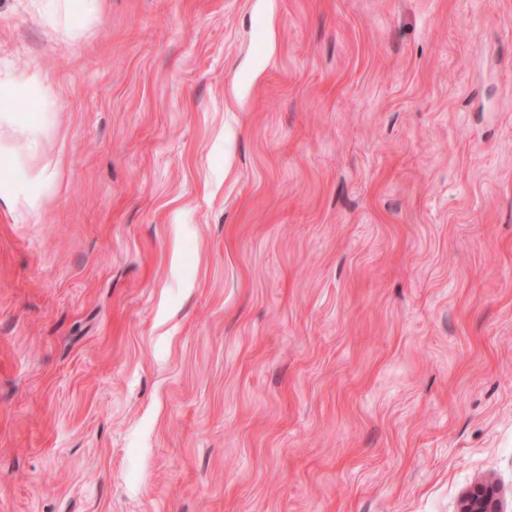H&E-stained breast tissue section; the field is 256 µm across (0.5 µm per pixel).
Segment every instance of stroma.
<instances>
[{
	"label": "stroma",
	"mask_w": 512,
	"mask_h": 512,
	"mask_svg": "<svg viewBox=\"0 0 512 512\" xmlns=\"http://www.w3.org/2000/svg\"><path fill=\"white\" fill-rule=\"evenodd\" d=\"M30 4L0 512H512V0ZM47 26L69 39L79 38L99 19V0H34ZM20 85L40 105L36 121L18 108ZM54 106L41 74L0 76V201L30 213L39 211L44 198L59 186V162L45 157L46 142L56 131ZM459 512H501L496 487L488 482H479L461 497Z\"/></svg>",
	"instance_id": "1"
}]
</instances>
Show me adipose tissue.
I'll use <instances>...</instances> for the list:
<instances>
[{"mask_svg":"<svg viewBox=\"0 0 512 512\" xmlns=\"http://www.w3.org/2000/svg\"><path fill=\"white\" fill-rule=\"evenodd\" d=\"M34 6L50 29L70 39L79 38L99 19V0H34ZM22 87L40 105L37 120H29L18 108ZM54 106L41 74L0 76V201L30 213L39 211L59 186V163L45 156V145L56 131Z\"/></svg>","mask_w":512,"mask_h":512,"instance_id":"obj_1","label":"adipose tissue"}]
</instances>
